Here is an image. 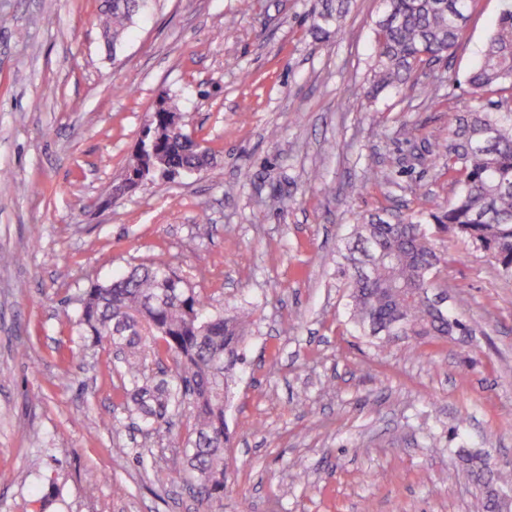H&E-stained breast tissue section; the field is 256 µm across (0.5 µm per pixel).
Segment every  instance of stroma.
Returning a JSON list of instances; mask_svg holds the SVG:
<instances>
[{"instance_id":"35a3bbf8","label":"stroma","mask_w":512,"mask_h":512,"mask_svg":"<svg viewBox=\"0 0 512 512\" xmlns=\"http://www.w3.org/2000/svg\"><path fill=\"white\" fill-rule=\"evenodd\" d=\"M323 2L149 0L111 47L101 0H0V257L26 256L0 260V512H194L168 437L114 421L109 348L75 324L87 288L141 263L254 310L223 512H485L468 457L512 474V280L450 243L448 306L476 330L414 350L359 335L335 276L360 215L455 195L429 151L502 2L371 102L381 4L317 36ZM164 97L212 168L114 194Z\"/></svg>"}]
</instances>
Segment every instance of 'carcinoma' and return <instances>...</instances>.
Segmentation results:
<instances>
[{
	"label": "carcinoma",
	"mask_w": 512,
	"mask_h": 512,
	"mask_svg": "<svg viewBox=\"0 0 512 512\" xmlns=\"http://www.w3.org/2000/svg\"><path fill=\"white\" fill-rule=\"evenodd\" d=\"M142 0H104L99 21L107 41L121 40ZM471 0H382L383 17L373 40V78L367 97L407 84L429 57L441 60L458 42ZM349 0L325 2L318 29L344 33ZM469 105L454 115L448 140L435 145L448 179L458 191L435 211H411L405 222L369 215L357 219L347 248L336 262V276L348 289L349 320L356 331L379 345L398 340H445L473 331L434 300L445 286L448 259L441 236L484 252L500 274L512 278V113L500 112L489 96L512 87V0H503L497 24L479 63L468 73ZM166 103L144 130L145 154L131 167L150 180L203 170L206 157L185 133L159 138ZM253 309L224 316L190 288L170 267L138 264L107 284L89 288L80 300L77 326L93 342L120 352L115 369L122 380L125 418L152 433H171L180 410L192 424L171 468L196 473L192 491L204 509L224 498V449L231 433L225 421L231 387L245 363L241 346Z\"/></svg>",
	"instance_id": "cac0c4a2"
}]
</instances>
